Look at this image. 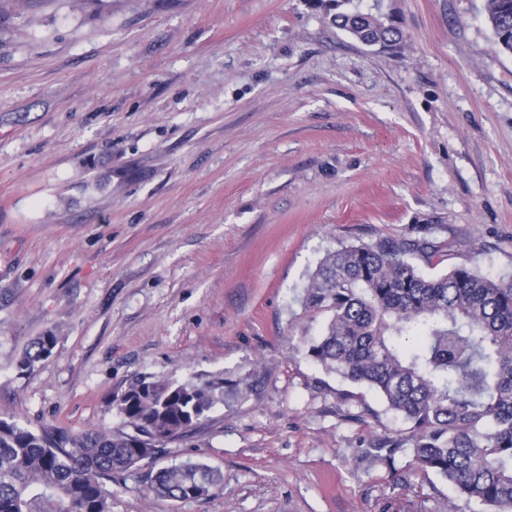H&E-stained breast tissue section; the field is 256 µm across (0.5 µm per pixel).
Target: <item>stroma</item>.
Returning <instances> with one entry per match:
<instances>
[{
    "label": "stroma",
    "mask_w": 512,
    "mask_h": 512,
    "mask_svg": "<svg viewBox=\"0 0 512 512\" xmlns=\"http://www.w3.org/2000/svg\"><path fill=\"white\" fill-rule=\"evenodd\" d=\"M483 0H386L403 52L306 0L0 6V418L118 428L142 374L258 373L157 466L224 473L195 501L112 512H448V480L393 463L405 425L309 358L299 296L340 245L429 239L435 276H512V55ZM51 334L32 373L16 363Z\"/></svg>",
    "instance_id": "35a3bbf8"
}]
</instances>
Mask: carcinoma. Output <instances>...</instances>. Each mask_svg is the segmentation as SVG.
Listing matches in <instances>:
<instances>
[{
  "label": "carcinoma",
  "instance_id": "obj_1",
  "mask_svg": "<svg viewBox=\"0 0 512 512\" xmlns=\"http://www.w3.org/2000/svg\"><path fill=\"white\" fill-rule=\"evenodd\" d=\"M309 2L366 47L407 45L383 0ZM484 18L498 48L512 54V0H484ZM437 252L426 240L391 237L328 251L303 290L304 308L328 317L307 355L375 391L408 425L391 446H410L415 472L442 476L484 512H512V278L467 266L431 277L412 261ZM56 342L37 337L19 371L33 372ZM257 383L254 374L229 382L137 376L113 399L115 430L31 429L0 418V512H112L114 476L149 466ZM223 481L208 463L185 461L149 473L146 494L186 502Z\"/></svg>",
  "mask_w": 512,
  "mask_h": 512
}]
</instances>
